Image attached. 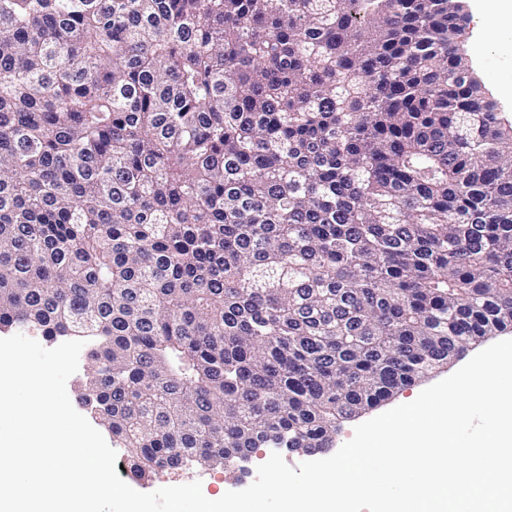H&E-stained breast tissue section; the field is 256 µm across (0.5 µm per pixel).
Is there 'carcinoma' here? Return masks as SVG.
<instances>
[{
    "mask_svg": "<svg viewBox=\"0 0 512 512\" xmlns=\"http://www.w3.org/2000/svg\"><path fill=\"white\" fill-rule=\"evenodd\" d=\"M465 0H0V329L90 338L147 481L512 327V113Z\"/></svg>",
    "mask_w": 512,
    "mask_h": 512,
    "instance_id": "cac0c4a2",
    "label": "carcinoma"
}]
</instances>
